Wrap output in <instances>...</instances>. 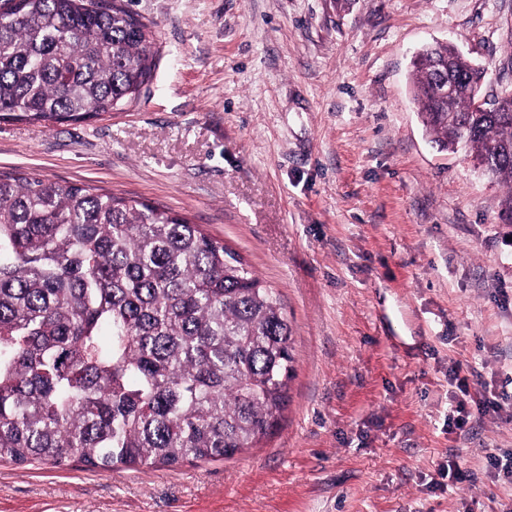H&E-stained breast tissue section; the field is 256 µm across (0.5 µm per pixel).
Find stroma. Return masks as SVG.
Returning <instances> with one entry per match:
<instances>
[{
    "instance_id": "obj_1",
    "label": "stroma",
    "mask_w": 512,
    "mask_h": 512,
    "mask_svg": "<svg viewBox=\"0 0 512 512\" xmlns=\"http://www.w3.org/2000/svg\"><path fill=\"white\" fill-rule=\"evenodd\" d=\"M123 3L152 31L149 82L88 121H0V175L145 201L236 251L292 328L287 402L230 460L0 463V512H512L487 463L512 453V407L478 409L512 396L508 188L439 149L411 92L436 41L511 91L512 0Z\"/></svg>"
}]
</instances>
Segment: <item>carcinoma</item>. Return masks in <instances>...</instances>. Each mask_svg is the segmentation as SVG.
<instances>
[{
    "mask_svg": "<svg viewBox=\"0 0 512 512\" xmlns=\"http://www.w3.org/2000/svg\"><path fill=\"white\" fill-rule=\"evenodd\" d=\"M453 114L414 68L423 123L512 182V112H475L486 69L456 53ZM147 25L120 0L0 12V119L51 127L133 100ZM291 327L224 244L168 209L35 175L0 176V461L146 470L230 459L285 406Z\"/></svg>",
    "mask_w": 512,
    "mask_h": 512,
    "instance_id": "1",
    "label": "carcinoma"
}]
</instances>
